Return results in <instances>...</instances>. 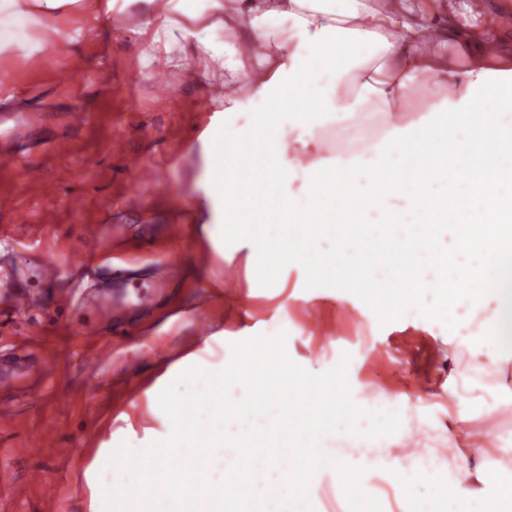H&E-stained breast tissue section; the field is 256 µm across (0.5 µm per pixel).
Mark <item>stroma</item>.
I'll list each match as a JSON object with an SVG mask.
<instances>
[{
	"instance_id": "1",
	"label": "stroma",
	"mask_w": 512,
	"mask_h": 512,
	"mask_svg": "<svg viewBox=\"0 0 512 512\" xmlns=\"http://www.w3.org/2000/svg\"><path fill=\"white\" fill-rule=\"evenodd\" d=\"M144 0H115L94 17L85 4L66 7L54 20L64 45L47 43L41 27L0 20V195L13 197L0 212V512H42V496L28 481L38 470L54 483L59 512L102 507L93 488L114 484L106 468L120 444L142 448L170 433L158 404L160 377L192 357L209 371L231 359V345L256 335L286 332L285 351L304 370L321 374L347 360L354 401L368 409L400 410V395H422V382L448 380V330L416 310L387 324L357 295L305 286L302 266L279 263L275 252L256 255V240L288 232L277 216L241 206L224 226L216 253L187 210L206 200L210 153L200 137L214 116L223 87L189 68L159 69L146 62L148 36L129 21ZM81 63L88 81L72 90L57 85L60 70ZM92 113L80 123L78 111ZM30 152L40 185L27 183L17 154ZM139 159L128 171L130 159ZM181 224V237L167 232ZM124 270L132 282H157L152 305H137L123 285L78 259ZM56 275L42 274L44 260ZM79 288L99 312L65 330L76 311L57 312L56 301ZM29 303L16 309V294ZM46 363L58 366L43 377ZM508 372L466 378L455 401L487 441L512 430V411L496 408ZM448 414L422 403L399 430L377 442V452L356 453L365 466L364 490L392 512L394 475L380 459H413L425 481L409 512H448ZM337 473L320 468L308 494L314 512H349Z\"/></svg>"
}]
</instances>
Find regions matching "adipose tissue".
I'll return each mask as SVG.
<instances>
[{
    "label": "adipose tissue",
    "mask_w": 512,
    "mask_h": 512,
    "mask_svg": "<svg viewBox=\"0 0 512 512\" xmlns=\"http://www.w3.org/2000/svg\"><path fill=\"white\" fill-rule=\"evenodd\" d=\"M145 2L148 9L139 27L153 31L151 59L172 65L177 61L178 34L199 37L192 68L205 78L223 77L225 111L249 106L264 116L263 154L278 165L281 181L301 176L317 188L345 184L355 165L343 153H323L314 135L338 114L348 115L354 127L373 134L369 169L377 176L402 161L412 144L433 139L443 121L458 151L455 168L461 183H468L478 171L484 183L496 185L503 169L512 166V157L493 145L481 159L468 154L475 130L501 127L498 110L483 113L477 126L471 116L477 98L493 102L500 96L493 78L512 79V47L496 36L512 16L507 6L482 14L457 7L454 0H212L215 11L223 15L225 33L243 45L228 62L203 40L211 18L176 13L173 0ZM283 16L292 22L285 38L272 27L273 20ZM423 76L447 86V96L416 118L395 120L409 89ZM284 117L311 128V135L287 140L280 131ZM206 140L217 159L207 180L211 211H194L192 218L202 221L209 232L223 223L224 201L237 192L236 183L224 178L222 160L236 156L243 137L225 133L219 123L209 126ZM478 264L484 274L470 282V294L493 296L500 304L451 338L457 351L467 356L471 373L487 371L499 361L493 335L512 334V281L496 275L499 259L494 245L484 246ZM448 445L449 512H512V500L502 498L486 470L493 455L503 468L512 470V436L502 437L495 448H483L468 418L452 417Z\"/></svg>",
    "instance_id": "1"
}]
</instances>
